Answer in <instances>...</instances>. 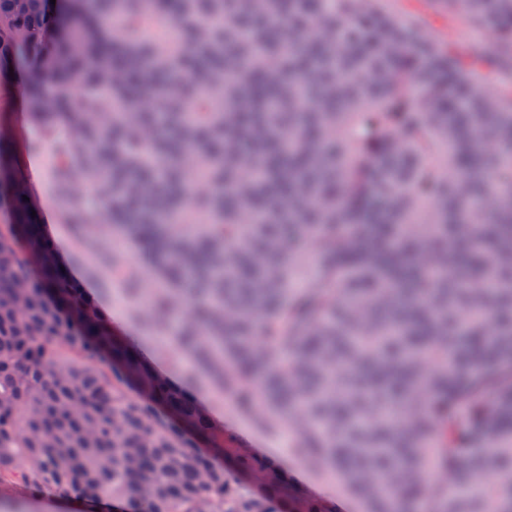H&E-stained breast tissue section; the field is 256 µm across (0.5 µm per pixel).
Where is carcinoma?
<instances>
[{"instance_id": "cac0c4a2", "label": "carcinoma", "mask_w": 512, "mask_h": 512, "mask_svg": "<svg viewBox=\"0 0 512 512\" xmlns=\"http://www.w3.org/2000/svg\"><path fill=\"white\" fill-rule=\"evenodd\" d=\"M390 2L0 0V75L28 61L58 192L80 208L77 174L99 200L100 264L135 280L112 239L144 247L171 356L379 512H512V100ZM433 3L512 46V0ZM25 195L0 180V484L324 512L112 333Z\"/></svg>"}]
</instances>
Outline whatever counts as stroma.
Masks as SVG:
<instances>
[{
  "instance_id": "1",
  "label": "stroma",
  "mask_w": 512,
  "mask_h": 512,
  "mask_svg": "<svg viewBox=\"0 0 512 512\" xmlns=\"http://www.w3.org/2000/svg\"><path fill=\"white\" fill-rule=\"evenodd\" d=\"M396 15L412 22L416 29L433 42L447 45L463 56L490 42L487 29L476 27L468 19L438 11L432 0H393ZM27 69L0 83V138L10 145L13 176L25 182L35 205L42 212L47 230L71 273L84 287L102 289L101 305L112 317L115 334L137 337L157 369L178 380H191L198 397L216 424L223 428L228 447L252 451L279 462L295 477L298 486L326 507H341L342 512H369L368 501L351 495L325 466L305 462L293 449L294 437L287 429L262 423L257 410H245L236 402L222 398L205 381L190 359L172 367L160 335L153 328L150 310L131 316L133 297L126 285L112 283L105 275H90L97 253L89 246V228L74 223L66 202L54 188L55 173L51 159L55 143L28 116L24 86ZM0 512H95L83 500L61 493L32 496L16 484H0Z\"/></svg>"
}]
</instances>
